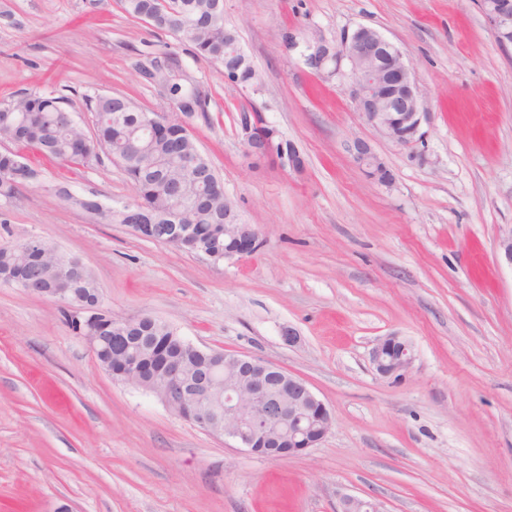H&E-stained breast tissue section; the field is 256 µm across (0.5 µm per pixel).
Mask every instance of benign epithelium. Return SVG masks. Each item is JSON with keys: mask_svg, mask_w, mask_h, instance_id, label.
<instances>
[{"mask_svg": "<svg viewBox=\"0 0 512 512\" xmlns=\"http://www.w3.org/2000/svg\"><path fill=\"white\" fill-rule=\"evenodd\" d=\"M481 11L501 46L512 45V0H480ZM291 48L299 52L304 64L313 72L332 78L349 80L348 92L361 118L381 135L402 147L421 142L422 124L426 119L421 94L404 60L401 49L379 31L359 25L344 33L337 44L321 37L293 36ZM238 137L248 158L270 157L285 167L300 166V155L294 148H284L278 132L261 131L255 112H241L237 120ZM354 163L370 180L386 184L390 173L385 162L363 139L347 145ZM166 241L190 254H200L194 233L179 224L168 226ZM224 254L209 253L218 261L224 257H243L254 253L260 245V234L242 221L232 204L224 206ZM41 296L66 306H80L76 311L82 339L95 354L112 352V335L107 330H120L127 318H112V325H102L98 313H85L86 301L72 288H37ZM236 379L225 387L221 400L224 408L215 406L210 383L224 380V362L213 361L196 379L186 375L181 364L168 365L164 377L146 391L155 394L171 411L217 437L231 440L251 455H258V440L272 442L288 437V455H299L315 447L328 434L333 417L326 404L300 377L260 357L245 354L226 356ZM141 357L127 356L120 382L143 388L139 380ZM414 361L412 344L398 335L379 339L371 351V363L382 377H399ZM341 512H385L381 503L345 495Z\"/></svg>", "mask_w": 512, "mask_h": 512, "instance_id": "benign-epithelium-1", "label": "benign epithelium"}]
</instances>
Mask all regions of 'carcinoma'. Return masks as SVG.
I'll return each instance as SVG.
<instances>
[{
    "label": "carcinoma",
    "mask_w": 512,
    "mask_h": 512,
    "mask_svg": "<svg viewBox=\"0 0 512 512\" xmlns=\"http://www.w3.org/2000/svg\"><path fill=\"white\" fill-rule=\"evenodd\" d=\"M216 0H122L124 11L132 18L144 19L147 12L156 14L155 28L188 43L197 57L218 65L224 64V7ZM151 63L154 76L166 80V64L182 70L180 57L171 51H145L138 54L135 70ZM179 86L186 102L170 107L187 119L209 121L211 94L192 73L185 74ZM87 110L100 116L95 134L89 137L69 118L54 92L27 94L17 100L0 103V140L25 143L45 156L77 166H89L106 153L115 160L130 180L132 195L119 207L105 208L88 197L76 196L66 188L55 194L70 205L96 214L108 223L126 224L130 212L152 222L150 235L160 241L159 228L178 223L177 215L186 214L184 223L203 225V241L208 249L224 251V237L211 236L210 221L224 216V196L211 193L217 173L199 150L194 137L180 122L148 127L144 118L149 110L129 95L96 94L87 99ZM196 160L194 177L186 178L185 163ZM39 171L17 152L0 154V197L11 198L28 183L38 180ZM47 255L37 270L39 287L59 288L67 283L69 271L56 251L45 245ZM21 252L0 247V282L18 284ZM130 335L145 348L140 363L142 375H157L165 357L181 356L187 373L198 372L204 359L190 347L170 342L176 332L167 323L131 319Z\"/></svg>",
    "instance_id": "cac0c4a2"
}]
</instances>
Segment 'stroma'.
<instances>
[{"label":"stroma","instance_id":"stroma-1","mask_svg":"<svg viewBox=\"0 0 512 512\" xmlns=\"http://www.w3.org/2000/svg\"><path fill=\"white\" fill-rule=\"evenodd\" d=\"M259 93L128 16L120 0H0V101L53 90L86 134L85 95L128 94L141 51L171 49L212 95L190 129L260 248L214 261L69 206L131 187L110 157L72 167L26 151L38 183L0 197V243L38 237L79 258L104 307L161 319L203 349L261 357L304 379L333 414L315 448L263 459L114 381L61 306L0 284V512H338L353 495L385 512H512V49L479 0H224ZM366 25L405 55L428 112L398 146L367 125L340 79L303 64L285 35L340 41ZM257 109L301 168L243 154L236 119ZM368 141L391 173L364 177L346 150ZM297 334L295 344L283 338ZM415 359L379 376L376 341ZM371 363L382 377H399L407 371L414 361L412 344L398 335H389L379 339L371 351Z\"/></svg>","mask_w":512,"mask_h":512}]
</instances>
